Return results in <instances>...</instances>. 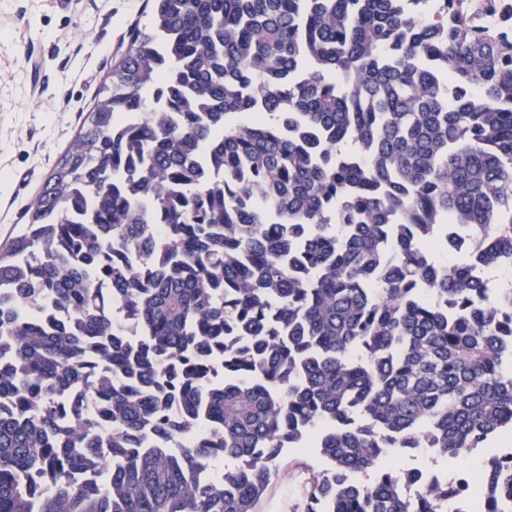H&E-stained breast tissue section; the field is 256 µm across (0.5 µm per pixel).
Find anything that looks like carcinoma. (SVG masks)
<instances>
[{
    "label": "carcinoma",
    "instance_id": "carcinoma-1",
    "mask_svg": "<svg viewBox=\"0 0 512 512\" xmlns=\"http://www.w3.org/2000/svg\"><path fill=\"white\" fill-rule=\"evenodd\" d=\"M427 3L152 0L0 247V512H512L390 463L512 442V0ZM303 464L315 470L324 467L311 450L288 448L274 476V488L261 506L263 512H294Z\"/></svg>",
    "mask_w": 512,
    "mask_h": 512
}]
</instances>
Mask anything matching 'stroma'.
<instances>
[{
	"label": "stroma",
	"instance_id": "35a3bbf8",
	"mask_svg": "<svg viewBox=\"0 0 512 512\" xmlns=\"http://www.w3.org/2000/svg\"><path fill=\"white\" fill-rule=\"evenodd\" d=\"M147 18L146 0H0V245L25 223L26 206L78 133L124 38ZM485 452L449 462L419 448L394 465L452 474L476 468ZM307 466L323 463L288 449L263 512H294Z\"/></svg>",
	"mask_w": 512,
	"mask_h": 512
}]
</instances>
